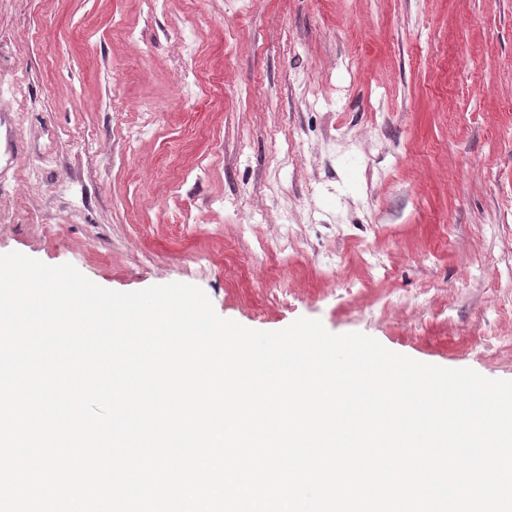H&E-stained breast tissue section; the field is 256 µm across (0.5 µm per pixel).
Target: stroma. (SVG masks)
<instances>
[{"instance_id": "obj_1", "label": "stroma", "mask_w": 512, "mask_h": 512, "mask_svg": "<svg viewBox=\"0 0 512 512\" xmlns=\"http://www.w3.org/2000/svg\"><path fill=\"white\" fill-rule=\"evenodd\" d=\"M12 251L512 380V0H0Z\"/></svg>"}]
</instances>
